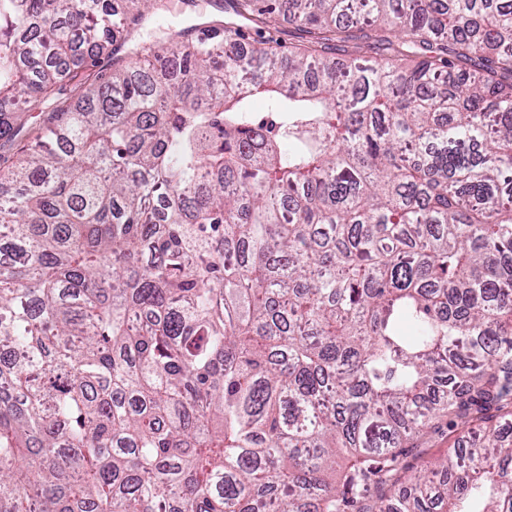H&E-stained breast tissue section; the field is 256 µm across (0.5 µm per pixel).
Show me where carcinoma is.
I'll return each mask as SVG.
<instances>
[{
	"instance_id": "cac0c4a2",
	"label": "carcinoma",
	"mask_w": 512,
	"mask_h": 512,
	"mask_svg": "<svg viewBox=\"0 0 512 512\" xmlns=\"http://www.w3.org/2000/svg\"><path fill=\"white\" fill-rule=\"evenodd\" d=\"M232 3L58 106L111 0H0V512H512V3ZM247 26L250 28L248 42L251 44L246 48L267 42L274 46L278 44L281 50L288 51V48L301 44L305 37L303 32L288 20V16L275 17L268 28L257 29L252 25ZM459 433L460 429L456 432L448 431L446 421L440 423L439 429L424 428L416 433L411 440L415 448H406L408 454L404 464L407 469L401 472L398 481L390 482L385 487L383 494L387 497L398 495L418 470L436 462L445 455L448 448H453Z\"/></svg>"
}]
</instances>
